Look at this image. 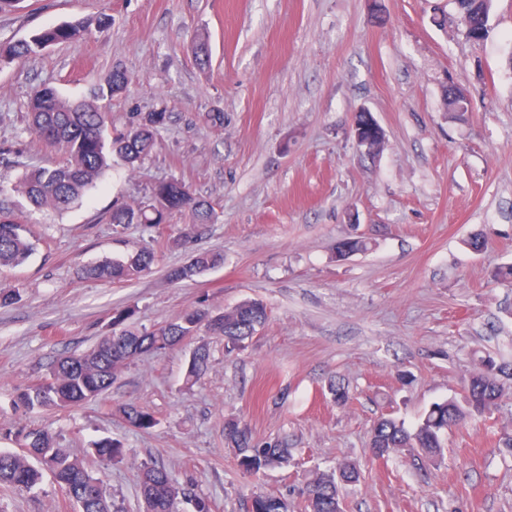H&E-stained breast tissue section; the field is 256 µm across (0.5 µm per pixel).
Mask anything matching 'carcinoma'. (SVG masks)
Segmentation results:
<instances>
[{
	"label": "carcinoma",
	"mask_w": 512,
	"mask_h": 512,
	"mask_svg": "<svg viewBox=\"0 0 512 512\" xmlns=\"http://www.w3.org/2000/svg\"><path fill=\"white\" fill-rule=\"evenodd\" d=\"M491 2L455 0L468 38L479 41L485 37L483 18L489 16ZM88 34L82 22L43 29L7 47L0 46V61L27 59L50 46L73 42ZM130 82L127 72L117 67L89 98L80 101H70L49 86L36 88L28 106V130L42 144L63 151L65 158L54 167L28 171L15 186V192L35 208L51 206L64 210L83 198L111 166L112 159L118 158L131 167L142 163L152 153L157 136L171 115L163 109L148 112L126 129L107 134L109 113L102 101L126 93ZM183 213L190 216V224L185 235L176 239L178 244L190 242L192 234L216 218L209 201L196 196L184 182L169 179L152 187L149 202L113 207L107 223L122 228L132 224L156 227ZM365 249L364 240L345 238L337 242L336 255L344 259ZM33 250L20 219L0 210V269L24 264ZM155 261L153 249L139 247L124 260L86 266L81 276L110 283L130 282L150 270ZM223 263L224 256L219 252L199 253L188 263L169 269L168 278L174 282L189 281ZM130 318L128 309L114 312L111 334L81 355L56 361L48 373L49 383L27 386L18 393L19 402L29 410H67L97 400L112 387L121 367L145 354H162L202 329L223 337L226 352L232 354L266 323L268 313L262 302L246 300L219 313L205 307L190 309L152 330L127 325ZM208 357L202 346L191 352L186 384L200 378ZM503 378H512V363L485 355L481 358V370L468 382L464 400L450 397L432 404L411 431L400 420L381 418L373 425L368 447L376 449V454L383 458L403 448H419L430 461L441 458L444 434L496 406ZM122 414L129 426L140 431L147 432L157 424L154 414L140 406L129 404L123 407ZM24 438L26 451H0V486L31 489L46 471L76 504L78 512H114V504L97 489L98 479L59 445L55 435L35 429L27 431ZM224 441L235 449L241 466L250 474L284 465L292 457V449L286 444L252 443L247 429L236 420L224 423ZM95 453L110 462L125 456L124 450L111 440L96 443ZM357 479V470L346 463L339 464L334 473L320 474L302 491L305 508L308 512H336L341 484ZM140 494L143 512H178L177 504L183 498L192 500L194 512H210L206 498L190 497L170 471L156 464L140 465ZM251 512H288V501L256 493L251 499Z\"/></svg>",
	"instance_id": "1"
}]
</instances>
